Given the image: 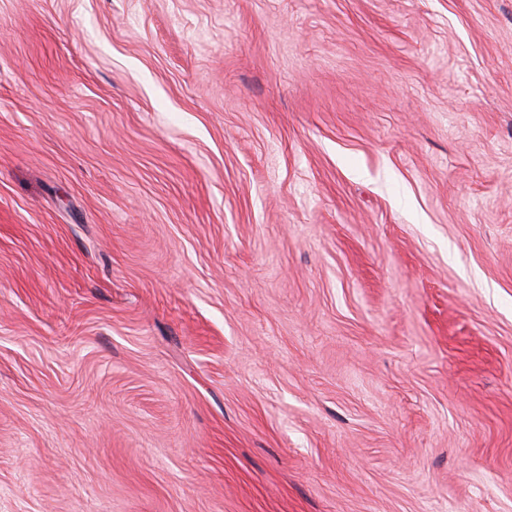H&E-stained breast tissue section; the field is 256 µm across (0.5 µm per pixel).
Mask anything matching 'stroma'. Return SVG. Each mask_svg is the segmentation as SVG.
<instances>
[{
    "mask_svg": "<svg viewBox=\"0 0 512 512\" xmlns=\"http://www.w3.org/2000/svg\"><path fill=\"white\" fill-rule=\"evenodd\" d=\"M0 512H512V0H0Z\"/></svg>",
    "mask_w": 512,
    "mask_h": 512,
    "instance_id": "1",
    "label": "stroma"
}]
</instances>
